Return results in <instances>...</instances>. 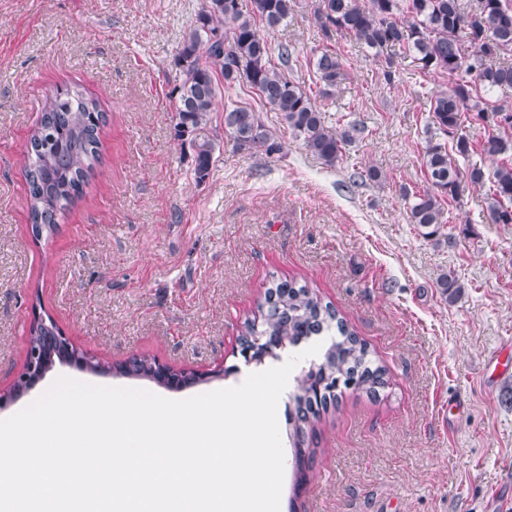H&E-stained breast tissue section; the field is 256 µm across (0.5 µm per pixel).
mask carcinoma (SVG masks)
<instances>
[{"label":"carcinoma","mask_w":512,"mask_h":512,"mask_svg":"<svg viewBox=\"0 0 512 512\" xmlns=\"http://www.w3.org/2000/svg\"><path fill=\"white\" fill-rule=\"evenodd\" d=\"M251 2V10L244 12L239 0H207L184 32L176 57L181 79L173 90L175 138L189 142L195 175L205 176L217 146L210 114L221 87L242 83L279 113L304 150L325 166H336L346 149L363 139L365 126L356 120L339 129L327 126L317 98L293 76L295 50L286 43L274 46L260 33L258 23L275 28L293 13L296 0ZM313 17L327 41L349 37L377 55L384 50L409 52L425 74L461 75L431 99L432 125L452 137V145L427 141L429 186L422 191L403 189L410 223L426 237L441 235L447 224L442 201L458 199L466 181L480 187L489 183V223L512 224V106L490 109L483 97L486 92L512 90V0H314ZM313 67L326 86L323 95L347 79L345 64L334 51L317 54ZM490 113L500 132L478 144L461 133L464 124L480 125ZM106 123L99 101L77 86L46 97L29 139L25 171L35 237L53 234L62 217L84 198L91 171L101 159ZM224 133L237 149L252 154L278 148L260 113L248 106L224 109ZM477 149L500 158L492 172L462 167L461 161ZM438 285L451 300L465 288L452 271L442 274ZM258 311L259 317L243 324L244 344L267 336L288 346L309 336L334 334L320 362L301 374L309 384L296 387L290 396L288 425L300 486L306 481V461L316 452L314 423L321 412L336 405L347 389L378 395L388 386L387 370L336 309L305 284L294 279L272 283ZM48 327L56 324L42 319L32 324L29 354L45 349ZM155 364L156 359L141 355L117 364L115 370L150 380Z\"/></svg>","instance_id":"carcinoma-1"}]
</instances>
